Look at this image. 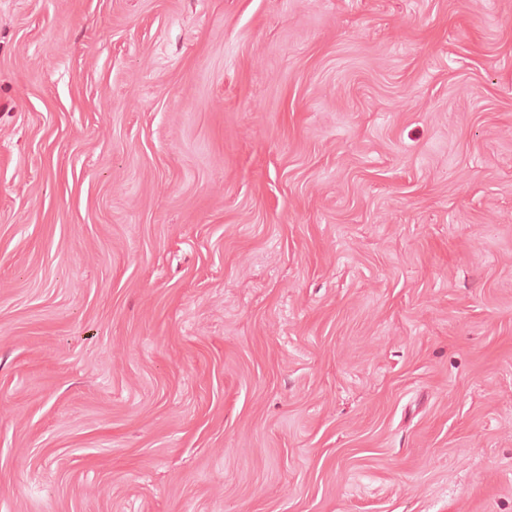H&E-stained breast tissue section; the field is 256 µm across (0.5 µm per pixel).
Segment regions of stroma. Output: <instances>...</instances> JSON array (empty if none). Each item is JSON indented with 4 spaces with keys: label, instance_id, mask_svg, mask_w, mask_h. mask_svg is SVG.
<instances>
[{
    "label": "stroma",
    "instance_id": "obj_1",
    "mask_svg": "<svg viewBox=\"0 0 512 512\" xmlns=\"http://www.w3.org/2000/svg\"><path fill=\"white\" fill-rule=\"evenodd\" d=\"M0 512H512V0H0Z\"/></svg>",
    "mask_w": 512,
    "mask_h": 512
}]
</instances>
